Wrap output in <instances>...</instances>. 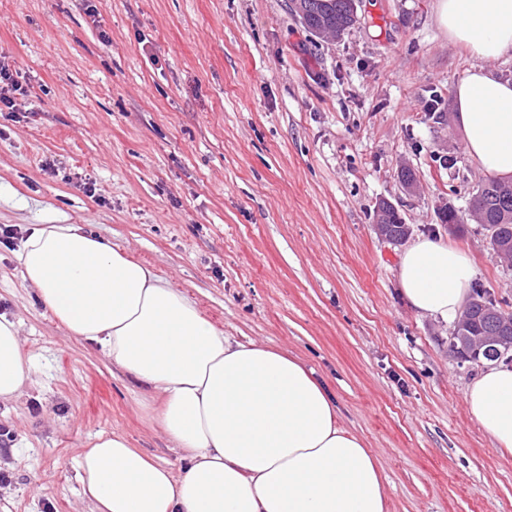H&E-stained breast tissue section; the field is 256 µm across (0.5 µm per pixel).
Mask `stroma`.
Here are the masks:
<instances>
[{
    "label": "stroma",
    "mask_w": 512,
    "mask_h": 512,
    "mask_svg": "<svg viewBox=\"0 0 512 512\" xmlns=\"http://www.w3.org/2000/svg\"><path fill=\"white\" fill-rule=\"evenodd\" d=\"M0 61L26 89L0 112V314L33 363L0 402V512H90L77 462L120 433L186 465L139 388L70 336L16 258L36 224H78L186 292L225 335L298 357L380 463L389 512H512V456L470 414L482 368L400 295L404 244L374 229L391 202L411 239L465 251L512 312V269L479 226L449 232L486 174L455 89L477 61L438 0H359L341 39L288 0H0ZM411 169L419 189L400 181Z\"/></svg>",
    "instance_id": "stroma-1"
}]
</instances>
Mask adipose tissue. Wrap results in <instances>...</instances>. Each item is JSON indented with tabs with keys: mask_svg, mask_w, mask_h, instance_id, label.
<instances>
[{
	"mask_svg": "<svg viewBox=\"0 0 512 512\" xmlns=\"http://www.w3.org/2000/svg\"><path fill=\"white\" fill-rule=\"evenodd\" d=\"M439 22L480 61L456 88L466 152L510 177L512 83L483 63L512 52V0H439ZM17 258L70 335L161 397L158 421L188 460L177 475L124 435L97 438L77 463L93 512H387L375 456L301 360L225 336L184 292L79 225L33 226ZM471 278L464 253L425 238L404 251L397 283L413 309L450 323ZM31 375L17 323L0 315V401ZM466 402L512 456V369L481 370Z\"/></svg>",
	"mask_w": 512,
	"mask_h": 512,
	"instance_id": "obj_1",
	"label": "adipose tissue"
}]
</instances>
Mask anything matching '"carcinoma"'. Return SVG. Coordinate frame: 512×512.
I'll use <instances>...</instances> for the list:
<instances>
[{"label": "carcinoma", "instance_id": "obj_1", "mask_svg": "<svg viewBox=\"0 0 512 512\" xmlns=\"http://www.w3.org/2000/svg\"><path fill=\"white\" fill-rule=\"evenodd\" d=\"M355 4L357 0H295L291 12L308 31L339 38L358 21ZM472 207L481 210L487 223L497 229L492 249L512 251V186H504L501 179H487L473 197ZM378 209L385 214L380 220L379 234L393 244L399 243L409 232L408 225L402 223L392 206L382 202ZM472 297L479 304L470 309L466 318L456 322L449 336L450 351L462 361L487 359L480 340L493 333L501 317L512 318V313L488 298L483 289H473Z\"/></svg>", "mask_w": 512, "mask_h": 512}]
</instances>
